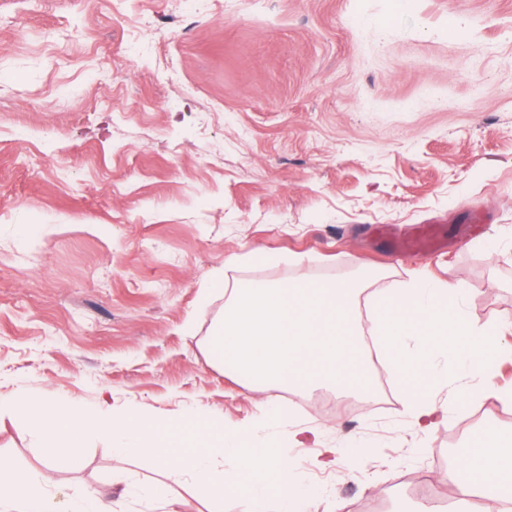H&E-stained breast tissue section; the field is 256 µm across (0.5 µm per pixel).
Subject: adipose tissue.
Wrapping results in <instances>:
<instances>
[{
  "label": "adipose tissue",
  "instance_id": "adipose-tissue-1",
  "mask_svg": "<svg viewBox=\"0 0 512 512\" xmlns=\"http://www.w3.org/2000/svg\"><path fill=\"white\" fill-rule=\"evenodd\" d=\"M374 327L385 355L394 365L400 396L413 425L442 424L449 408L476 397L500 399L485 355L495 348L497 330L490 323L465 319L461 293L452 284L414 282L385 289L377 299ZM462 356L456 375L448 373L449 356ZM452 481L470 484L477 496L512 512V448L492 438L475 441L449 470ZM0 502L13 512H115L110 499L87 491L57 497L43 481L0 461Z\"/></svg>",
  "mask_w": 512,
  "mask_h": 512
}]
</instances>
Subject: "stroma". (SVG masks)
<instances>
[{
  "mask_svg": "<svg viewBox=\"0 0 512 512\" xmlns=\"http://www.w3.org/2000/svg\"><path fill=\"white\" fill-rule=\"evenodd\" d=\"M123 187L113 198L112 184ZM491 215L467 238L449 224ZM442 223L448 247L403 256L373 229ZM225 280L452 282L502 326L488 361L512 393V0H0V400L197 413L235 430L267 392L212 359ZM378 391L281 399L308 512H419L454 501L448 451L492 435L497 401L409 421L390 364ZM340 449L318 469L293 426ZM379 446L358 472L360 446ZM45 470L40 438L0 416V460L95 491L117 512H215L145 457ZM167 484L165 499L150 490Z\"/></svg>",
  "mask_w": 512,
  "mask_h": 512,
  "instance_id": "stroma-1",
  "label": "stroma"
}]
</instances>
